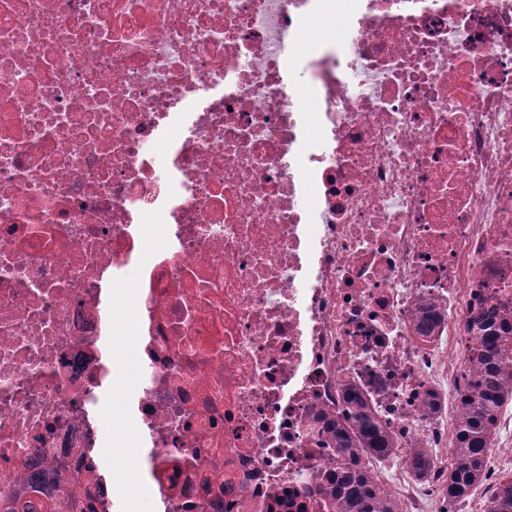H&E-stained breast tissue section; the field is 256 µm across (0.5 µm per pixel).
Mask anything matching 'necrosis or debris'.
<instances>
[{
	"instance_id": "obj_1",
	"label": "necrosis or debris",
	"mask_w": 512,
	"mask_h": 512,
	"mask_svg": "<svg viewBox=\"0 0 512 512\" xmlns=\"http://www.w3.org/2000/svg\"><path fill=\"white\" fill-rule=\"evenodd\" d=\"M488 307L512 319V0H0V497L37 461L71 512H126L118 448L153 512H318L355 391L397 443L361 464L445 512ZM498 428L489 490L512 402Z\"/></svg>"
}]
</instances>
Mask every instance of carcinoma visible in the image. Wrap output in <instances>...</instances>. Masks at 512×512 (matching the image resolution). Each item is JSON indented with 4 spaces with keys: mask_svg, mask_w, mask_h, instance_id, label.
Returning <instances> with one entry per match:
<instances>
[{
    "mask_svg": "<svg viewBox=\"0 0 512 512\" xmlns=\"http://www.w3.org/2000/svg\"><path fill=\"white\" fill-rule=\"evenodd\" d=\"M470 328L482 334V339L467 357L468 382L458 404L446 486L451 506L468 499L485 477L484 459L494 444L498 412L502 403L512 398V327L496 312L488 311L470 323ZM392 448L391 435L361 395L352 394L344 422L336 425V452L342 459L336 477L322 482L312 475L324 506L333 512H398L395 499L356 461V456L363 454L389 455ZM409 466L417 474H425L431 466L428 452L416 450ZM46 478V469L36 463L19 477V484L33 491ZM485 512H512L511 482L488 500Z\"/></svg>",
    "mask_w": 512,
    "mask_h": 512,
    "instance_id": "cac0c4a2",
    "label": "carcinoma"
}]
</instances>
